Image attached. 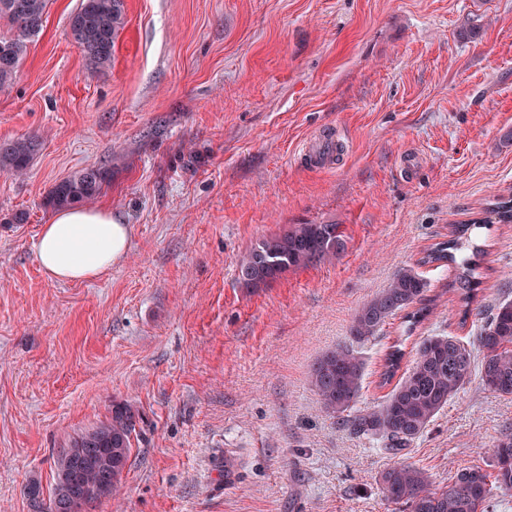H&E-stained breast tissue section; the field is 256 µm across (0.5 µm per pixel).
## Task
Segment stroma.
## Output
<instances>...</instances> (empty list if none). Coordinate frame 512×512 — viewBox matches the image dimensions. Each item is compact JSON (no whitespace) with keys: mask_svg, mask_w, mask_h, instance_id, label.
I'll list each match as a JSON object with an SVG mask.
<instances>
[{"mask_svg":"<svg viewBox=\"0 0 512 512\" xmlns=\"http://www.w3.org/2000/svg\"><path fill=\"white\" fill-rule=\"evenodd\" d=\"M78 3L52 0L0 93V140L39 142L27 175L0 171V512H31L27 484L51 490L57 450L116 400L142 420L119 500L91 512H400L384 469L489 467L512 399L478 376L392 455L326 414L309 375L400 269L429 284L421 336L471 342L512 300V224L472 232L469 317L453 269L419 263L512 193V0H125L103 71L70 35ZM92 165L112 179L91 204L130 247L56 282L46 197ZM291 224L339 225L344 252L245 288L242 258ZM400 324L358 346V408L386 395Z\"/></svg>","mask_w":512,"mask_h":512,"instance_id":"obj_1","label":"stroma"}]
</instances>
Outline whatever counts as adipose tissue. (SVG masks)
Instances as JSON below:
<instances>
[{"instance_id":"obj_1","label":"adipose tissue","mask_w":512,"mask_h":512,"mask_svg":"<svg viewBox=\"0 0 512 512\" xmlns=\"http://www.w3.org/2000/svg\"><path fill=\"white\" fill-rule=\"evenodd\" d=\"M131 227L111 206H73L57 211L43 225L37 249L42 271L58 282L98 277L122 260L129 249Z\"/></svg>"}]
</instances>
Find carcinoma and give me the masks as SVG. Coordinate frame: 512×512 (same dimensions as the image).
Masks as SVG:
<instances>
[{"label": "carcinoma", "mask_w": 512, "mask_h": 512, "mask_svg": "<svg viewBox=\"0 0 512 512\" xmlns=\"http://www.w3.org/2000/svg\"><path fill=\"white\" fill-rule=\"evenodd\" d=\"M14 0H0V24L13 30L0 34V44L12 46V53L0 59V91L14 84L26 40L44 27L51 0H22L23 11L13 10ZM76 24L70 26L73 39L91 69L100 71L112 64L115 40L125 24L124 0H79L74 11ZM38 151L36 140L21 136L0 142V170L21 176L30 168ZM104 166H90L56 183L48 202L56 207L69 206L95 198L109 180ZM486 217L459 224L450 239L433 244L421 264L451 266L455 278L452 290L459 291L465 305L476 299L478 264L463 257L464 239L478 223L496 220L512 223V198L499 200L485 210ZM344 250V240L337 224H291L279 233L262 238L241 260L239 279L247 288H262L291 269L314 263L331 262ZM427 283L412 268H403L388 285L367 300L354 314L348 329L351 345H338L326 351L313 365L310 384L324 410L349 418L353 427L385 442L387 450L397 455L408 448L427 428L448 401L479 369L484 389L501 397L512 398V301L494 306L491 315L474 337L476 345L453 336H426L411 341L416 329L431 313L434 299L425 297ZM402 315V330L385 354L382 384L392 385L383 402L372 409L356 408L363 378V362L353 345L377 338L384 324ZM412 342L411 367L396 376ZM138 415L123 401H113L109 418L77 435L61 448L54 460L56 481L44 495L40 483L26 486L25 496L34 512H47L48 504L68 490L76 463L75 450L87 445L98 449V457L86 463L78 474L82 502L78 512L106 497H115L121 488L127 467L132 436ZM112 470V487L102 489V473ZM385 499L404 507L405 512H488L492 491L512 493V432H505L495 445L492 470L462 468L441 486L433 485L420 469L394 465L379 478Z\"/></svg>", "instance_id": "cac0c4a2"}]
</instances>
